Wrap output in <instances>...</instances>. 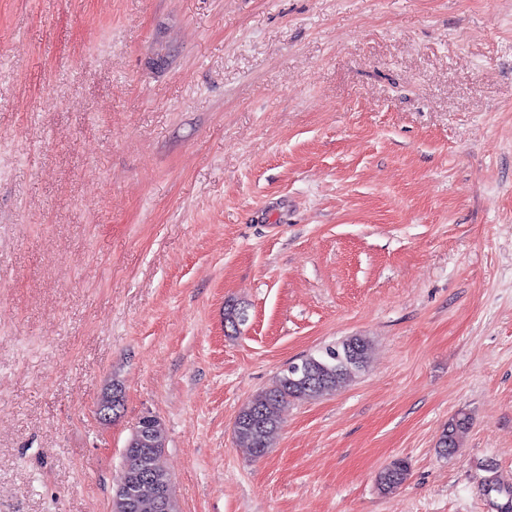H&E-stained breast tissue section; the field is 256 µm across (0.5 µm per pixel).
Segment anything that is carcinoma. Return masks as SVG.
Returning a JSON list of instances; mask_svg holds the SVG:
<instances>
[{
  "label": "carcinoma",
  "instance_id": "carcinoma-1",
  "mask_svg": "<svg viewBox=\"0 0 512 512\" xmlns=\"http://www.w3.org/2000/svg\"><path fill=\"white\" fill-rule=\"evenodd\" d=\"M224 321L233 330H239V326L247 321L246 309L235 304L227 305ZM368 347L365 338L350 336L289 364L278 377L276 386L257 394L238 415L233 428L235 441L250 449L255 457L264 456L281 427L280 409L290 403L314 400L335 392L353 372L365 367ZM109 402L114 415L124 406L123 392L116 382L102 391L98 406ZM468 429L466 415L451 419L439 439V447L446 454L455 452ZM408 475L407 460L396 458L378 473V489L389 494L400 487ZM124 479L133 483L131 506H114L112 512H157V489L170 484L163 424L146 418L138 423L136 434L129 438L125 448L119 480Z\"/></svg>",
  "mask_w": 512,
  "mask_h": 512
}]
</instances>
